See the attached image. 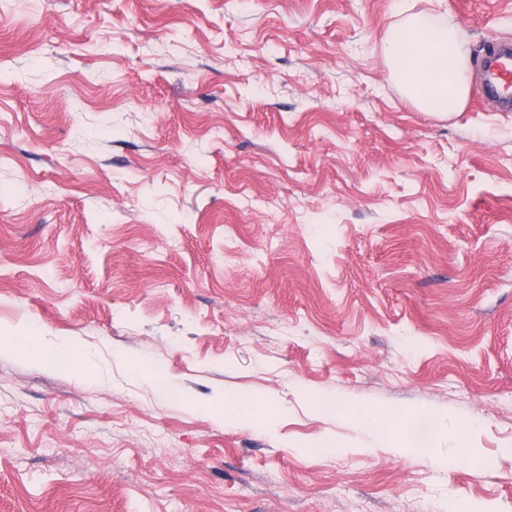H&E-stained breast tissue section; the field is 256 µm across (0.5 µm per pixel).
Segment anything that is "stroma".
<instances>
[{"label":"stroma","mask_w":512,"mask_h":512,"mask_svg":"<svg viewBox=\"0 0 512 512\" xmlns=\"http://www.w3.org/2000/svg\"><path fill=\"white\" fill-rule=\"evenodd\" d=\"M416 14L463 111L389 73ZM496 40L512 0H0V324L90 360L0 356V512H512ZM390 75L406 97L423 112L457 111L469 95L468 62L456 33L415 15L395 27L385 42ZM344 412L356 416L366 426L377 430L381 434L388 433L391 429L393 417L390 414H370L358 405H345Z\"/></svg>","instance_id":"stroma-1"}]
</instances>
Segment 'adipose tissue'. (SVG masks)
I'll return each instance as SVG.
<instances>
[{"label": "adipose tissue", "instance_id": "adipose-tissue-1", "mask_svg": "<svg viewBox=\"0 0 512 512\" xmlns=\"http://www.w3.org/2000/svg\"><path fill=\"white\" fill-rule=\"evenodd\" d=\"M390 75L423 112L463 109L469 95L468 62L456 33L415 15L395 27L385 42ZM38 359L50 366L87 371L88 358L72 344L46 348L39 336H0V353Z\"/></svg>", "mask_w": 512, "mask_h": 512}]
</instances>
